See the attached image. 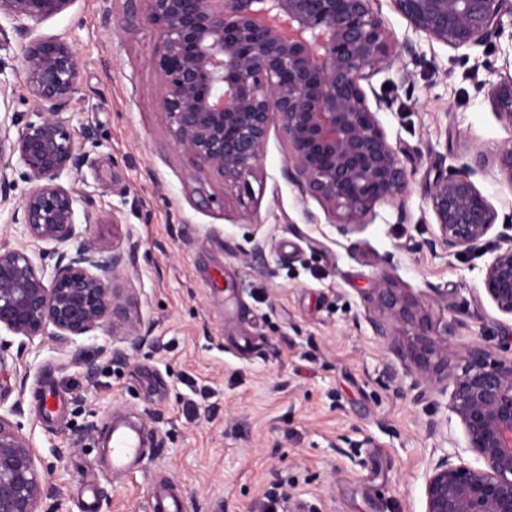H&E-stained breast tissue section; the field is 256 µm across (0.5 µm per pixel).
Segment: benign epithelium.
<instances>
[{"instance_id":"7a95c632","label":"benign epithelium","mask_w":512,"mask_h":512,"mask_svg":"<svg viewBox=\"0 0 512 512\" xmlns=\"http://www.w3.org/2000/svg\"><path fill=\"white\" fill-rule=\"evenodd\" d=\"M402 15L412 34L453 49L484 45L499 36L512 0H125L121 29L146 25L155 33L150 57L161 86L160 117L187 165L224 196L248 188L260 166L271 129L286 150L285 175L306 208L318 202L342 235L373 220L376 207L402 204L412 171L378 114L392 100L376 92L372 78L393 67L403 51L415 49L386 31L382 2ZM74 0H0V17L10 19L24 40L22 70L33 101L26 119L0 117V209L11 208L24 241L0 245V331L32 342L47 338L67 364L85 366L77 338L103 330L121 337L124 359L147 336L128 316L138 303L134 289L119 283L121 251L91 244L79 228L94 220L91 202L66 187L79 162L76 131L63 116L79 93L76 54L63 38H31L34 27L68 9ZM498 113L512 122V77L493 86ZM17 134L11 135V128ZM443 171L426 184L424 199L438 234L431 250L482 256L497 211L475 177L486 158ZM512 183V141L496 154ZM29 184L12 202L11 176ZM485 265L483 285L502 314L512 316V235ZM56 258L51 264L46 258ZM377 302L390 318L419 337L410 363L433 365L453 379L451 411L463 427L466 450L445 453L425 479V512H512V359L489 362L472 347L462 373H448L442 354L452 332H435L421 306L404 300L382 282ZM0 413V512H42L45 481L30 439Z\"/></svg>"}]
</instances>
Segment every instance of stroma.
Here are the masks:
<instances>
[{
	"instance_id": "obj_1",
	"label": "stroma",
	"mask_w": 512,
	"mask_h": 512,
	"mask_svg": "<svg viewBox=\"0 0 512 512\" xmlns=\"http://www.w3.org/2000/svg\"><path fill=\"white\" fill-rule=\"evenodd\" d=\"M35 33L68 39L76 53L80 92L69 113L90 134L65 183L93 203L86 239L123 252L141 298L130 316L148 334L124 361L110 355L118 339L79 338L92 380L62 367L50 342L0 334L15 420L45 478L44 512H83L90 499L95 512H151L161 485L180 512H266L278 485L288 512H425V474L443 451L462 449L478 466L450 410L452 381L407 372L418 340L399 324L390 339L376 336L382 314L371 295L390 278L435 330L452 329L454 373L472 346L492 362L512 358V317L484 293L485 258L432 252L437 226L423 199L427 182L469 162L475 143L487 156L476 183L498 212L495 229L512 225V183L495 160L512 123L490 97L512 75V17L490 47L424 41L373 77L394 101L379 115L390 140L423 158L404 206H377L347 235L316 201L301 202L274 130L246 194L202 205L221 189L171 145L149 28L120 30L104 21L101 0H74ZM21 57L1 19L5 104L19 115L31 109ZM24 367L29 376H15ZM116 417L148 437L127 475L101 465V437Z\"/></svg>"
}]
</instances>
